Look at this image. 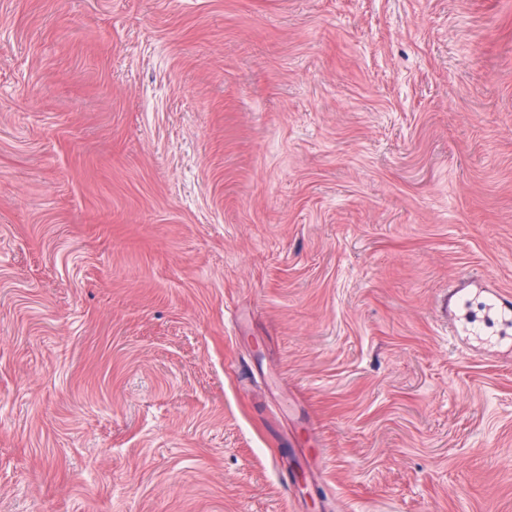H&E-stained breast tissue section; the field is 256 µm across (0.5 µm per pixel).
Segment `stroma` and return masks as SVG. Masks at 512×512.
Wrapping results in <instances>:
<instances>
[{
    "label": "stroma",
    "instance_id": "1",
    "mask_svg": "<svg viewBox=\"0 0 512 512\" xmlns=\"http://www.w3.org/2000/svg\"><path fill=\"white\" fill-rule=\"evenodd\" d=\"M512 0H0V512H512Z\"/></svg>",
    "mask_w": 512,
    "mask_h": 512
}]
</instances>
